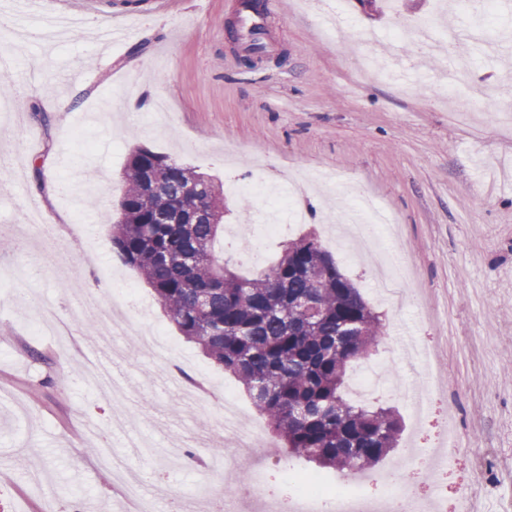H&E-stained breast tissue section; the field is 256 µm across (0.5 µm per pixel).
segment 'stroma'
<instances>
[{
	"label": "stroma",
	"mask_w": 512,
	"mask_h": 512,
	"mask_svg": "<svg viewBox=\"0 0 512 512\" xmlns=\"http://www.w3.org/2000/svg\"><path fill=\"white\" fill-rule=\"evenodd\" d=\"M242 0H47L27 38L0 32V47L32 62L10 73L0 94V512H120L99 447L156 478L168 495L201 500L223 491L224 474L205 461L208 408L232 394L270 438L267 421L245 390L204 357L170 323L149 286L112 248V226L130 151L146 147L209 173L222 183L259 181L281 189L290 180L314 186L297 201L310 214L272 240V261L285 241L316 229L340 271L382 315L386 341L425 339L439 360L433 374L407 359L374 354L394 384L367 402L393 406L403 420L399 442L377 464L370 497H383L395 465L412 459L424 494L451 512L470 491L478 512H512V123L498 107L512 102V0H500L492 43L470 40L467 4L454 16L457 41L478 81L448 97L443 55L425 60L413 44L410 93L399 90L383 50L388 32L433 18L437 0H341L333 34L324 0H264L266 49L246 57L229 29ZM125 26L105 43L98 26ZM147 47L137 56L129 48ZM138 99L137 124L125 104ZM481 104L478 112L470 104ZM49 117L41 125L32 105ZM224 255L261 231L257 195H224ZM38 205L47 227L75 263L45 265L38 242L26 240L25 212ZM372 225L386 258L409 272L420 299L381 300L360 249L342 232L345 216ZM132 280L137 319L163 325L176 352H142L135 336L117 338L129 354L117 368L130 391L129 427L112 428V407L84 377L81 353L97 319L81 311L86 286ZM71 315L77 335L34 334L40 315ZM38 357H30V350ZM434 386L424 423L409 398ZM456 400L454 448L439 480L424 459L440 446L439 417ZM305 460L277 448L252 472L270 497L292 494Z\"/></svg>",
	"instance_id": "stroma-1"
}]
</instances>
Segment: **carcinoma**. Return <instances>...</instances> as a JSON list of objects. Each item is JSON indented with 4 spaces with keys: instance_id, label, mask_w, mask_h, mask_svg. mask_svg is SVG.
Returning <instances> with one entry per match:
<instances>
[{
    "instance_id": "1",
    "label": "carcinoma",
    "mask_w": 512,
    "mask_h": 512,
    "mask_svg": "<svg viewBox=\"0 0 512 512\" xmlns=\"http://www.w3.org/2000/svg\"><path fill=\"white\" fill-rule=\"evenodd\" d=\"M223 187L145 147L125 168L118 258L152 288L170 321L248 392L291 454L339 472H366L396 448L401 419L390 407L345 396L351 363L385 339L377 315L314 234L288 242L251 277L215 254L224 234ZM208 213L178 224L155 216ZM318 310L311 320L302 303Z\"/></svg>"
}]
</instances>
